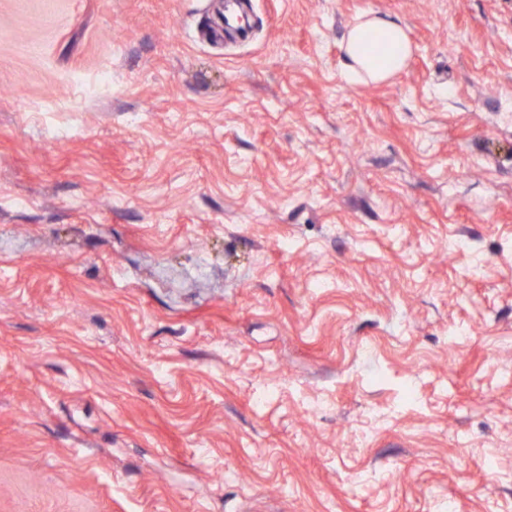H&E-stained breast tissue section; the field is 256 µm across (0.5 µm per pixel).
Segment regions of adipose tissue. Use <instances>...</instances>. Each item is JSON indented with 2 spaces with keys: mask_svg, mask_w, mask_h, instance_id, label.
<instances>
[{
  "mask_svg": "<svg viewBox=\"0 0 512 512\" xmlns=\"http://www.w3.org/2000/svg\"><path fill=\"white\" fill-rule=\"evenodd\" d=\"M345 70L382 82L400 72L412 48L407 33L399 24L367 14L358 18L343 43Z\"/></svg>",
  "mask_w": 512,
  "mask_h": 512,
  "instance_id": "ef3b65f1",
  "label": "adipose tissue"
}]
</instances>
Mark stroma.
Here are the masks:
<instances>
[{
    "label": "stroma",
    "mask_w": 512,
    "mask_h": 512,
    "mask_svg": "<svg viewBox=\"0 0 512 512\" xmlns=\"http://www.w3.org/2000/svg\"><path fill=\"white\" fill-rule=\"evenodd\" d=\"M252 15L0 0V512H512V0ZM370 34L385 37L390 48L381 54H368L363 42ZM343 51L348 75H364L372 82H382L406 66L412 48L406 31L399 24L366 14L358 18L348 30Z\"/></svg>",
    "instance_id": "obj_1"
}]
</instances>
